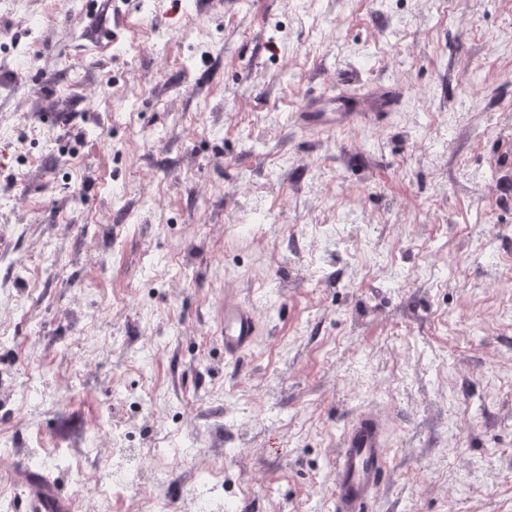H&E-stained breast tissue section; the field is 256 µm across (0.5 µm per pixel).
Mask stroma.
<instances>
[{
    "instance_id": "stroma-1",
    "label": "stroma",
    "mask_w": 512,
    "mask_h": 512,
    "mask_svg": "<svg viewBox=\"0 0 512 512\" xmlns=\"http://www.w3.org/2000/svg\"><path fill=\"white\" fill-rule=\"evenodd\" d=\"M131 2L29 0L34 35L0 8V143L28 137L0 157V301L44 268L34 325L10 324L12 371L40 382L0 410L22 449L0 487L29 472L82 499L110 467L101 432L149 387L156 407L189 401L169 496L205 464L239 512H330L342 430L374 407L389 468L374 512H512V323L483 324L512 279L481 287L512 260V0H161L139 16ZM196 20L206 43L179 35ZM137 25L169 38L130 74L110 48ZM389 66L406 78L384 123L295 125L307 95L363 93ZM255 183L259 233L243 225ZM157 187L159 211L144 201ZM324 236L317 285L299 254ZM228 288L263 320L234 367ZM75 307L109 353L90 367L58 351ZM63 420L89 430L68 476L23 452L61 447Z\"/></svg>"
}]
</instances>
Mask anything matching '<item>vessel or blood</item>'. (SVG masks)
I'll list each match as a JSON object with an SVG mask.
<instances>
[{
    "instance_id": "vessel-or-blood-1",
    "label": "vessel or blood",
    "mask_w": 512,
    "mask_h": 512,
    "mask_svg": "<svg viewBox=\"0 0 512 512\" xmlns=\"http://www.w3.org/2000/svg\"><path fill=\"white\" fill-rule=\"evenodd\" d=\"M390 99L382 103L374 99L360 101L343 97L332 113L319 112L314 100H307L304 112L298 113V125L306 129L325 125L352 126L384 116L395 110L403 91L390 87ZM260 323L253 307L243 302L233 291L224 293V324L220 331L225 363L241 362L251 349ZM384 419L374 410H363L348 421L342 446L336 457L334 512H371L376 490L383 484L386 473Z\"/></svg>"
}]
</instances>
